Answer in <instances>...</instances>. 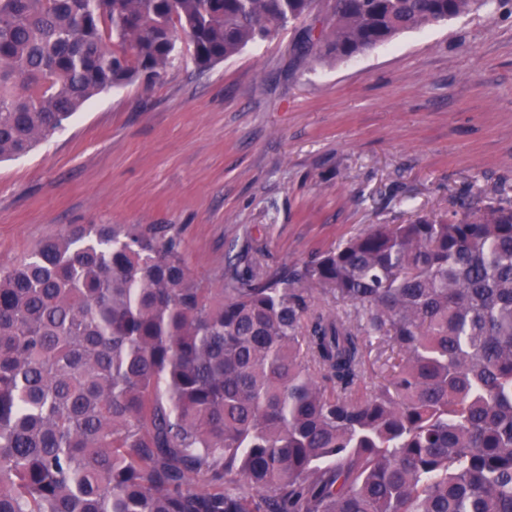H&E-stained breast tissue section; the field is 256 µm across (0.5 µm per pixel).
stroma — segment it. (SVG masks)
Wrapping results in <instances>:
<instances>
[{
  "instance_id": "1",
  "label": "stroma",
  "mask_w": 512,
  "mask_h": 512,
  "mask_svg": "<svg viewBox=\"0 0 512 512\" xmlns=\"http://www.w3.org/2000/svg\"><path fill=\"white\" fill-rule=\"evenodd\" d=\"M299 33L109 89L0 162V269L78 225L139 224L219 288L250 240L291 266L375 224L512 201V0L339 62L297 53Z\"/></svg>"
}]
</instances>
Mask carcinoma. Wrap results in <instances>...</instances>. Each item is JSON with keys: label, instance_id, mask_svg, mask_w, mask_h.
<instances>
[{"label": "carcinoma", "instance_id": "carcinoma-1", "mask_svg": "<svg viewBox=\"0 0 512 512\" xmlns=\"http://www.w3.org/2000/svg\"><path fill=\"white\" fill-rule=\"evenodd\" d=\"M497 2L0 0V161L183 35L204 70L321 3L300 50L339 61ZM223 280L138 224L0 269V512H512V202Z\"/></svg>", "mask_w": 512, "mask_h": 512}]
</instances>
